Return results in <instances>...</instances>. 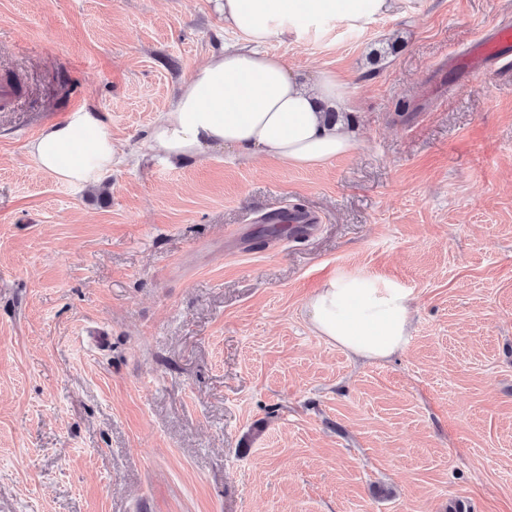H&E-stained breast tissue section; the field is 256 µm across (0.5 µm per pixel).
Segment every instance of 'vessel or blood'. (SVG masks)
<instances>
[{
	"label": "vessel or blood",
	"mask_w": 512,
	"mask_h": 512,
	"mask_svg": "<svg viewBox=\"0 0 512 512\" xmlns=\"http://www.w3.org/2000/svg\"><path fill=\"white\" fill-rule=\"evenodd\" d=\"M451 67L468 77L484 74L512 77V26L494 27L487 35L472 41L466 54L454 60ZM266 221L290 225L295 232L304 234L319 218L307 210L282 208L268 214Z\"/></svg>",
	"instance_id": "1"
}]
</instances>
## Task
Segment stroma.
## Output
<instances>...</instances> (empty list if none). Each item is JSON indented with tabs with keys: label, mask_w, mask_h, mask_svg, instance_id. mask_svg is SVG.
<instances>
[{
	"label": "stroma",
	"mask_w": 512,
	"mask_h": 512,
	"mask_svg": "<svg viewBox=\"0 0 512 512\" xmlns=\"http://www.w3.org/2000/svg\"><path fill=\"white\" fill-rule=\"evenodd\" d=\"M512 0H402L270 51L335 69L357 146L320 169L147 146L233 43L218 0H0V512H512V80L441 59ZM86 107L128 157L76 188L27 146ZM323 215L291 239L258 217ZM410 288L407 346L358 360L327 277Z\"/></svg>",
	"instance_id": "stroma-1"
}]
</instances>
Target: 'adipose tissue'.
<instances>
[{
  "label": "adipose tissue",
  "instance_id": "ef3b65f1",
  "mask_svg": "<svg viewBox=\"0 0 512 512\" xmlns=\"http://www.w3.org/2000/svg\"><path fill=\"white\" fill-rule=\"evenodd\" d=\"M399 0H222L224 25L244 46L197 68L149 134V146L181 162L211 148L241 158L270 152L288 165L317 169L356 147L325 114L348 98V85L330 69L299 79L284 57L266 51L274 38L298 41L331 21L359 29L394 10ZM40 170L74 185L95 184L119 164L112 132L100 112L80 108L47 126L28 145ZM317 335L353 356L383 360L409 339L411 296L399 284L363 275L329 277L307 302Z\"/></svg>",
  "mask_w": 512,
  "mask_h": 512
}]
</instances>
